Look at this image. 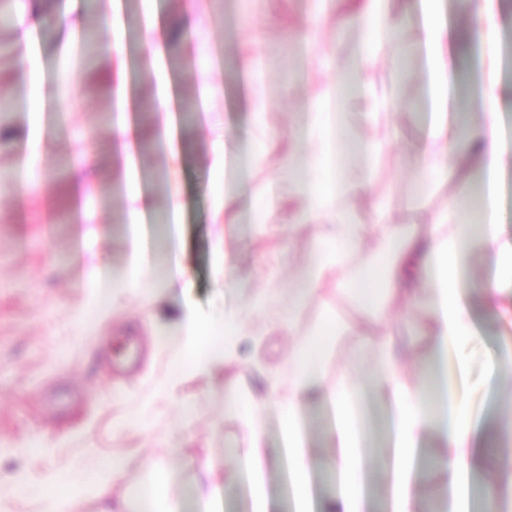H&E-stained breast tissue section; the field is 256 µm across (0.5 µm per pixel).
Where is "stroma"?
<instances>
[{"label":"stroma","mask_w":512,"mask_h":512,"mask_svg":"<svg viewBox=\"0 0 512 512\" xmlns=\"http://www.w3.org/2000/svg\"><path fill=\"white\" fill-rule=\"evenodd\" d=\"M309 8V0H157L156 18L171 34L165 67L179 127L171 148L156 137L164 115L152 106L155 77L140 45L142 0H0V117L8 131L0 141V173L10 177L9 184H0V512H50L55 491H82L101 462L118 453L131 463L113 485V499L134 502L155 462L185 512H251L247 489L227 463L246 435L247 395L279 374L288 360L290 332H310L331 316L348 326L363 318L356 302L337 297L332 280L315 300H289V288L314 257L315 229L282 224L276 232L258 233L248 201L227 231L230 271L223 276L214 269L211 143L229 132L235 154L255 151L246 110L251 83L238 60L254 51L251 32L268 15H278L280 24L262 49L270 64L265 121L283 131L300 126L305 97L324 78L294 38V25ZM495 8L496 28L456 50L457 96L466 102L488 79L497 82L506 107L501 123L507 153L496 178L495 222L512 241V77L502 69L504 48L512 43V0H497ZM112 14L123 32L118 55L101 50L112 33L101 29L100 18ZM421 28V18H414L393 48L408 55L403 68L387 57L374 68L381 89L404 94L394 117V143L380 157L372 186L399 224L417 219L426 205L448 201L444 192L423 200L405 185L403 150L424 135L426 65L413 53ZM23 53L36 61V84L17 76L15 60ZM117 70L124 71L132 92L129 118L137 130L136 163L147 201L137 230L147 274L138 285L128 247L124 161L112 139ZM206 85L214 89L207 99L201 96ZM35 134L39 154L33 158L28 141ZM173 175L182 199L181 259L191 276L183 291L169 288L166 279ZM32 178L42 183L39 193L22 194L23 182ZM256 288L273 289L279 319L260 340L243 339L237 361L207 371L174 362L183 309L220 326L225 316L249 308ZM469 302L474 334L449 349L443 373L472 401L479 430L489 435L512 418V389L490 369L492 361L512 353V320L491 315L477 297ZM374 318L393 331L399 347L423 349L430 342L425 308L379 310ZM228 378L238 379L243 395L232 410L224 407ZM303 420L314 462L309 508L321 512L339 491L336 479L319 466L334 445L330 409L311 404ZM359 424L369 450L368 512H392L385 464L393 440L385 405L370 385ZM264 432L274 450L266 483L269 512H295L276 416L266 418ZM438 448L434 435L423 439L415 512H429L437 501L447 512L454 508L453 489L431 466ZM203 453L216 464L204 506L193 494L195 475L184 465ZM18 476L19 488L13 485Z\"/></svg>","instance_id":"stroma-1"}]
</instances>
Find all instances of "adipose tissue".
<instances>
[{
  "label": "adipose tissue",
  "instance_id": "adipose-tissue-1",
  "mask_svg": "<svg viewBox=\"0 0 512 512\" xmlns=\"http://www.w3.org/2000/svg\"><path fill=\"white\" fill-rule=\"evenodd\" d=\"M327 0H313V6L298 24L296 36L319 61L322 68L335 71L333 80L324 82L310 94L304 105L306 122L296 133L283 134L268 129L266 145L287 140L296 147L302 140L320 139L325 155H332L348 136L347 109L351 103L370 105L364 119L381 126L386 115L384 100L373 82L377 59L397 42L409 14L408 0H345L348 11L339 21L342 31L356 33L359 47L351 61L340 63L333 53L322 48L318 32L329 24ZM422 13V39L419 49L426 56L430 119L425 127V144L409 151L413 172L409 187L428 195L440 176H447L452 189L448 205L428 212L421 223L398 230L391 222L382 201L369 194L374 163L388 147L389 140L377 136L361 141L360 164L337 165L328 190H317L311 172L285 157L294 207L288 221L297 225H315L322 248L318 256L298 277L293 290L297 302L317 297L320 284L344 267L352 274L338 296L355 300L362 308L373 310L392 303L409 305L419 287L428 290L431 310L429 333L432 345L423 354H411L400 364L388 332L356 331L344 367L335 385L322 382V366L329 352L328 339L320 330L293 339L288 363L272 379L263 397L249 401L245 417L248 431L246 446L237 449L233 464L249 485L252 512H269L263 486L270 462V450L263 439V420L279 405H287L281 417L285 453L294 486L297 512H309L310 459L305 447L300 411L312 398L328 403L334 412L335 448L324 462V469L337 475L341 490L329 503L327 512H365L363 492L364 450L357 429L355 403L365 381L357 376L364 347H372L377 358L370 379L384 399L393 425L394 454L391 459L393 512H412L414 483L413 457L429 430H436L444 452L434 465L450 484H458L474 470L491 473L482 495L486 512H497L504 485L512 486V454L489 447L480 435L468 402L459 397L453 385L434 389V363L449 346L471 336L473 318L466 291L480 295L488 309L497 304L496 288L480 281H468L465 259L472 244H480L483 256L496 270L512 274V242L504 241L493 217V199L485 197L477 219H463L458 200L472 192V180L462 170L471 165L493 180L503 162L499 96L495 89L472 94L468 101L469 121L464 130L448 125V84L455 64L448 49V34L440 16L438 0H419ZM360 195L376 215V224H362L351 210L338 204L339 197ZM275 310L268 294L255 300L245 318H225L224 331L214 330L185 312L180 323L183 349L195 353L199 370L232 361L237 345L246 335H261ZM130 461L116 454L104 462L89 481V488L104 501L103 512H127L123 503L109 504L110 487L121 479Z\"/></svg>",
  "mask_w": 512,
  "mask_h": 512
}]
</instances>
